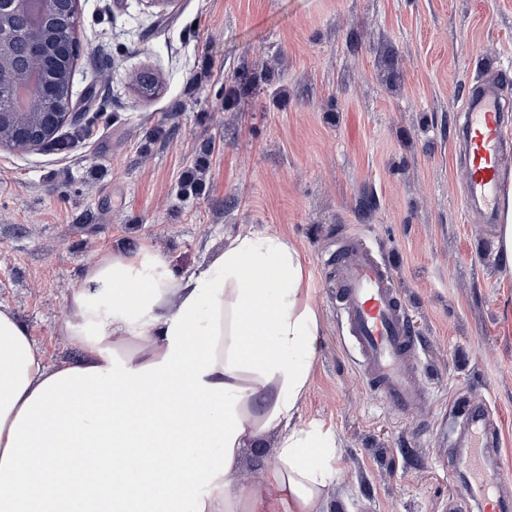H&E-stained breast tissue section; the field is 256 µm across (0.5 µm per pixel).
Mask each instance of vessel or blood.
<instances>
[{
  "label": "vessel or blood",
  "mask_w": 512,
  "mask_h": 512,
  "mask_svg": "<svg viewBox=\"0 0 512 512\" xmlns=\"http://www.w3.org/2000/svg\"><path fill=\"white\" fill-rule=\"evenodd\" d=\"M504 99L500 81L481 83L467 97L463 122L467 198L479 202L492 220L512 175V144L503 135ZM326 264L336 284V307L371 393L401 413L412 411L425 397L421 348L411 334L408 307L390 262L367 237L354 235ZM461 444L476 458L501 447L500 425L484 403L468 409Z\"/></svg>",
  "instance_id": "vessel-or-blood-1"
}]
</instances>
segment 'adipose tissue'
Returning a JSON list of instances; mask_svg holds the SVG:
<instances>
[{"mask_svg":"<svg viewBox=\"0 0 512 512\" xmlns=\"http://www.w3.org/2000/svg\"><path fill=\"white\" fill-rule=\"evenodd\" d=\"M47 367L0 309V512H321L335 434L297 421L317 313L298 250L243 230L174 274L149 242L86 269ZM280 436L264 485L232 488L243 448Z\"/></svg>","mask_w":512,"mask_h":512,"instance_id":"1","label":"adipose tissue"}]
</instances>
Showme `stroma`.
<instances>
[{
    "instance_id": "1",
    "label": "stroma",
    "mask_w": 512,
    "mask_h": 512,
    "mask_svg": "<svg viewBox=\"0 0 512 512\" xmlns=\"http://www.w3.org/2000/svg\"><path fill=\"white\" fill-rule=\"evenodd\" d=\"M75 37L76 121L0 150V308L46 364L77 356L66 302L108 250L145 239L182 273L243 228L278 233L318 314L299 415L336 434L328 512H480L453 440L483 400L512 449V272L464 205L460 130L469 87L503 72L512 139V0H81ZM355 233L393 264L423 352L409 414L368 391L326 288ZM278 440L242 450L236 488L264 481Z\"/></svg>"
}]
</instances>
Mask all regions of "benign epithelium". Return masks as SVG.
I'll list each match as a JSON object with an SVG mask.
<instances>
[{"mask_svg": "<svg viewBox=\"0 0 512 512\" xmlns=\"http://www.w3.org/2000/svg\"><path fill=\"white\" fill-rule=\"evenodd\" d=\"M79 0H0V81L18 80L37 112L0 111V149L31 152L52 140L73 118L60 87L71 83L76 55L68 37Z\"/></svg>", "mask_w": 512, "mask_h": 512, "instance_id": "1", "label": "benign epithelium"}]
</instances>
